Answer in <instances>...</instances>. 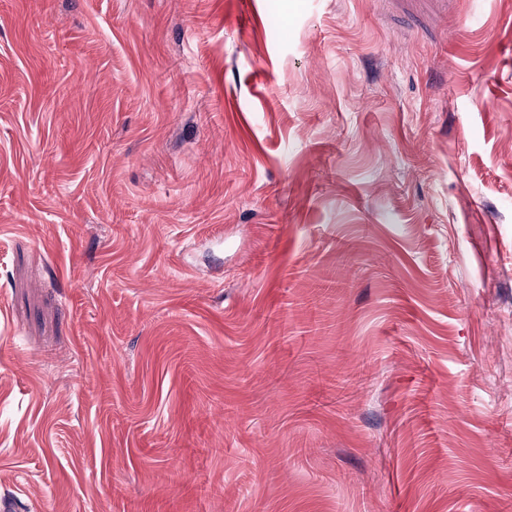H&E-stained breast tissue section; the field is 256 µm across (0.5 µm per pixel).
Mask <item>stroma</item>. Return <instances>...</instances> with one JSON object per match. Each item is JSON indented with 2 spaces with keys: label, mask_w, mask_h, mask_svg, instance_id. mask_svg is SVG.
I'll use <instances>...</instances> for the list:
<instances>
[{
  "label": "stroma",
  "mask_w": 512,
  "mask_h": 512,
  "mask_svg": "<svg viewBox=\"0 0 512 512\" xmlns=\"http://www.w3.org/2000/svg\"><path fill=\"white\" fill-rule=\"evenodd\" d=\"M512 512V0H0V495Z\"/></svg>",
  "instance_id": "1"
}]
</instances>
